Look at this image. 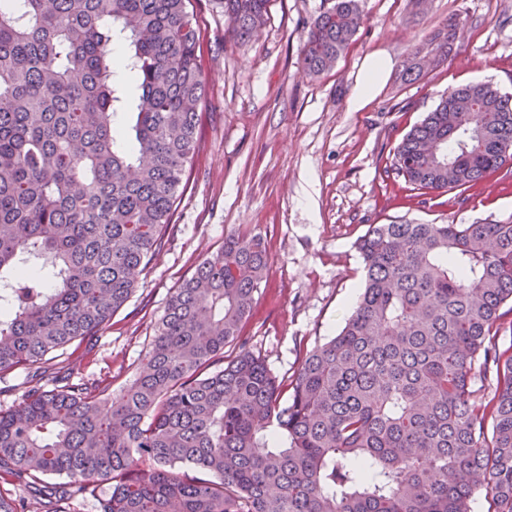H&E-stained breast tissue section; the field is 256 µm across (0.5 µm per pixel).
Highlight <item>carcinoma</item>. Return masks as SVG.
I'll return each instance as SVG.
<instances>
[{
    "label": "carcinoma",
    "mask_w": 512,
    "mask_h": 512,
    "mask_svg": "<svg viewBox=\"0 0 512 512\" xmlns=\"http://www.w3.org/2000/svg\"><path fill=\"white\" fill-rule=\"evenodd\" d=\"M268 2L224 0L225 33L251 37ZM362 22L359 0H334L303 69L331 68ZM205 96L187 0H0V374L46 376L47 354L94 338L132 297L199 151ZM511 163L512 96L471 83L442 95L392 167L432 191ZM357 249L356 307L288 398L244 346L224 361L268 268L251 229L173 292L122 389L57 374L0 411V477L35 512L87 495L96 512H471L480 491L488 512H512V347L495 341L512 220L372 224ZM478 372L493 381L480 397Z\"/></svg>",
    "instance_id": "carcinoma-1"
}]
</instances>
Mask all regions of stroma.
I'll return each mask as SVG.
<instances>
[{
	"instance_id": "obj_1",
	"label": "stroma",
	"mask_w": 512,
	"mask_h": 512,
	"mask_svg": "<svg viewBox=\"0 0 512 512\" xmlns=\"http://www.w3.org/2000/svg\"><path fill=\"white\" fill-rule=\"evenodd\" d=\"M331 0H270L250 39L224 35L220 0H190L207 83L201 145L165 233L131 299L77 354L49 360L73 380L129 383L169 296L225 236L265 235L269 267L241 327L291 384L307 352L336 336L362 286L356 243L373 224L512 219V167L468 189L417 190L393 153L448 88L489 82L512 94V0H360L363 23L334 66L300 55ZM458 23L448 54L431 35ZM421 77L402 79L410 58Z\"/></svg>"
}]
</instances>
